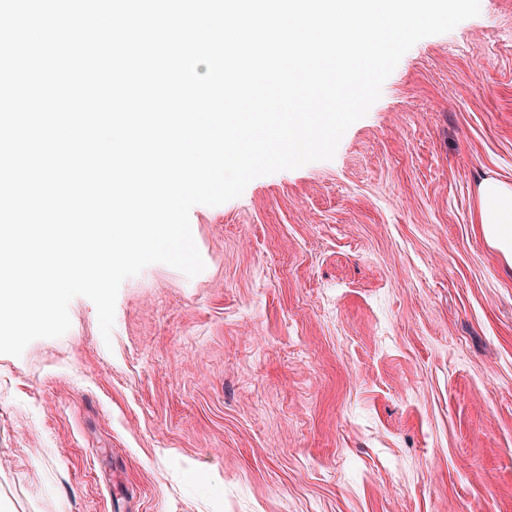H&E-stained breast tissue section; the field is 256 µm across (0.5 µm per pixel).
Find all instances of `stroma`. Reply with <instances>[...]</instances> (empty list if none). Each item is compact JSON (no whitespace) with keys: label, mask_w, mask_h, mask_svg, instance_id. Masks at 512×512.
<instances>
[{"label":"stroma","mask_w":512,"mask_h":512,"mask_svg":"<svg viewBox=\"0 0 512 512\" xmlns=\"http://www.w3.org/2000/svg\"><path fill=\"white\" fill-rule=\"evenodd\" d=\"M512 0L418 41L329 161L194 206L152 264L0 354L6 512H512ZM477 196L487 241L512 264V185L486 179L478 185Z\"/></svg>","instance_id":"1"}]
</instances>
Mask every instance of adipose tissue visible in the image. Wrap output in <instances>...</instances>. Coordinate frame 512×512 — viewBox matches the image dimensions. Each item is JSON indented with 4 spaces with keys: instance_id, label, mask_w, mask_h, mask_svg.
Segmentation results:
<instances>
[{
    "instance_id": "adipose-tissue-1",
    "label": "adipose tissue",
    "mask_w": 512,
    "mask_h": 512,
    "mask_svg": "<svg viewBox=\"0 0 512 512\" xmlns=\"http://www.w3.org/2000/svg\"><path fill=\"white\" fill-rule=\"evenodd\" d=\"M477 196L487 241L512 263V185L486 179L479 184Z\"/></svg>"
}]
</instances>
